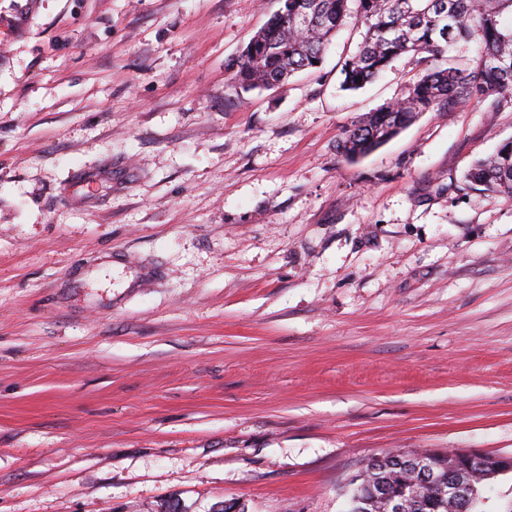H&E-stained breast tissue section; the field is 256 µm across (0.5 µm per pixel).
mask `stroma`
Segmentation results:
<instances>
[{
    "label": "stroma",
    "mask_w": 512,
    "mask_h": 512,
    "mask_svg": "<svg viewBox=\"0 0 512 512\" xmlns=\"http://www.w3.org/2000/svg\"><path fill=\"white\" fill-rule=\"evenodd\" d=\"M278 0H0V512H345L512 454V92L337 151L424 69L245 92ZM466 179L485 190L512 197V140L506 142L497 152L477 161L466 175ZM401 455H404L405 459L418 469L422 468V473L426 479L432 480L434 488L426 484L421 473L409 465ZM401 455L387 454L381 464L368 471L366 475L368 483L382 486L380 495L393 497L391 507L394 512H407L416 509L419 506L420 496L424 503L420 512H455L451 505L456 507L457 512H468L477 494L476 486L482 490V486L488 485L470 508V512H482V499H485V493L490 489L492 480L497 477L475 480V486L468 481L469 474L474 470L487 471L491 476L512 473V456L507 455L493 456L468 451L445 453L438 450L402 453ZM439 470L448 473L445 474L448 487L444 483L438 484L441 498L437 497L435 488ZM406 488L411 490H404ZM412 488L418 490L420 496ZM447 493L448 495L445 496Z\"/></svg>",
    "instance_id": "1"
}]
</instances>
